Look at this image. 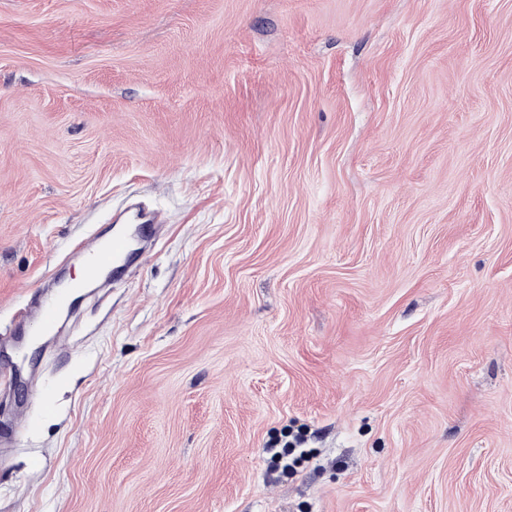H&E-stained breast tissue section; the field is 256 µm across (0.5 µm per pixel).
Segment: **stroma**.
Returning <instances> with one entry per match:
<instances>
[{
	"instance_id": "obj_1",
	"label": "stroma",
	"mask_w": 512,
	"mask_h": 512,
	"mask_svg": "<svg viewBox=\"0 0 512 512\" xmlns=\"http://www.w3.org/2000/svg\"><path fill=\"white\" fill-rule=\"evenodd\" d=\"M133 199L0 512H512V0H0V337ZM128 224H135V235L140 242V247L131 250L129 241L125 234H112V239L94 249L81 251L80 262L85 271V278L88 282L97 280L103 275L105 267L112 263V274H116L127 266L130 255L137 251L140 255L161 224L158 215L143 207H131L126 212Z\"/></svg>"
}]
</instances>
